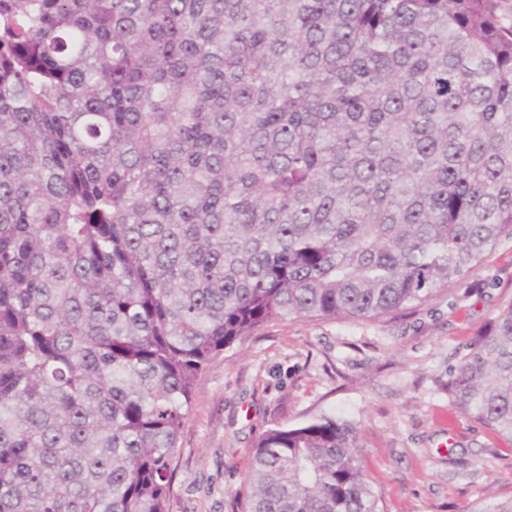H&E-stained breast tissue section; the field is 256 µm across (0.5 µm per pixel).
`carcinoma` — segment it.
I'll use <instances>...</instances> for the list:
<instances>
[{"mask_svg":"<svg viewBox=\"0 0 512 512\" xmlns=\"http://www.w3.org/2000/svg\"><path fill=\"white\" fill-rule=\"evenodd\" d=\"M510 237L504 0H0V512H168L224 348L422 306ZM448 393L512 444V305ZM358 448L267 429L249 512H382Z\"/></svg>","mask_w":512,"mask_h":512,"instance_id":"cac0c4a2","label":"carcinoma"}]
</instances>
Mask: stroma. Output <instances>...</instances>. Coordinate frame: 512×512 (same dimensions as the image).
I'll list each match as a JSON object with an SVG mask.
<instances>
[{
  "instance_id": "stroma-1",
  "label": "stroma",
  "mask_w": 512,
  "mask_h": 512,
  "mask_svg": "<svg viewBox=\"0 0 512 512\" xmlns=\"http://www.w3.org/2000/svg\"><path fill=\"white\" fill-rule=\"evenodd\" d=\"M512 304V240L429 303L378 319H286L215 357L193 389L169 512H243L249 451L276 423L354 425L384 512L512 497V449L455 410L448 375Z\"/></svg>"
}]
</instances>
